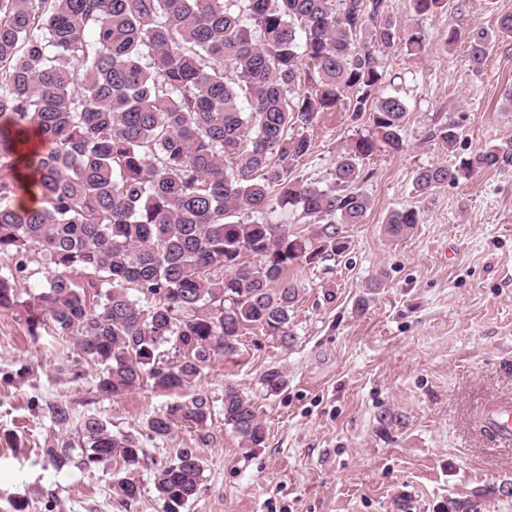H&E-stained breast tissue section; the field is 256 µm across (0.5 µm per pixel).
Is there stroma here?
Here are the masks:
<instances>
[{
	"mask_svg": "<svg viewBox=\"0 0 512 512\" xmlns=\"http://www.w3.org/2000/svg\"><path fill=\"white\" fill-rule=\"evenodd\" d=\"M388 8L427 45L421 54L402 44L378 54L388 91L408 108L404 149L367 160L361 189L372 207L347 227V251L289 268L298 288L293 342L242 336L238 354L207 363L191 389L214 407L207 427L182 426L159 441L146 421L171 395L148 384L102 397L87 363L72 380L64 370L75 358L71 338L48 326L36 337L28 332L44 274L21 282L26 308L0 313V372L26 365L31 373L0 381V512H163L152 465L183 448L195 449L204 466L185 512H456L461 504L512 512V445L478 425L487 402L512 399V165L423 196L413 188L420 167L449 158L429 138L440 121L460 123L467 152L512 140L502 97L512 87V49L497 43L475 71L467 41L443 44L452 24L496 35L512 0H447L426 15L414 14L410 0H388ZM369 130L344 107L323 113L308 131L313 150L299 179L332 187L337 153ZM400 207L420 211L421 222L392 240L384 220ZM378 275L382 287L357 310ZM271 368L288 376L272 394L261 384ZM229 385L260 412L264 445L248 446L225 425ZM54 401L71 407L68 426L45 417L43 405ZM89 415L146 450L135 502L112 497L111 468L45 463L43 448L58 437L77 441Z\"/></svg>",
	"mask_w": 512,
	"mask_h": 512,
	"instance_id": "35a3bbf8",
	"label": "stroma"
}]
</instances>
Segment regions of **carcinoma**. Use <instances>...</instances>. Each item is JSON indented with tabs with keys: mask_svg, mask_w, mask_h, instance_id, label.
Segmentation results:
<instances>
[{
	"mask_svg": "<svg viewBox=\"0 0 512 512\" xmlns=\"http://www.w3.org/2000/svg\"><path fill=\"white\" fill-rule=\"evenodd\" d=\"M242 2L0 0V256L11 260L0 312L24 306L18 281L38 273L39 255L52 267L39 306L73 339L75 365L98 367L102 395L150 383L178 396L211 359L237 354L249 330L288 345L298 296L288 269L347 250L342 226L372 207L360 189L365 161L404 148L408 110L385 92L376 55L398 38L387 0ZM491 48L488 35H471L474 70ZM348 91L347 111L371 132L336 156L335 188L299 179L311 154L305 130ZM33 130L40 143L23 158ZM429 138L453 153L460 126L442 122ZM511 163L509 141L423 167L413 185L426 195ZM23 172L35 176L36 207L15 202ZM279 210L300 211L313 233L272 223ZM417 224L415 209H395L384 231L401 239ZM165 344L181 358L161 360ZM261 384L277 393L287 380L273 368ZM43 411L60 428L72 415L65 402ZM212 413L202 395L177 399L147 428L164 440L179 426L207 427ZM222 414L248 444H264L265 425L239 389L224 390ZM77 447L84 469L116 466L113 497L138 499L147 454L135 437L88 416L78 446L53 442L43 455L62 468ZM203 471L191 448L155 467L164 512H182Z\"/></svg>",
	"mask_w": 512,
	"mask_h": 512,
	"instance_id": "cac0c4a2",
	"label": "carcinoma"
}]
</instances>
